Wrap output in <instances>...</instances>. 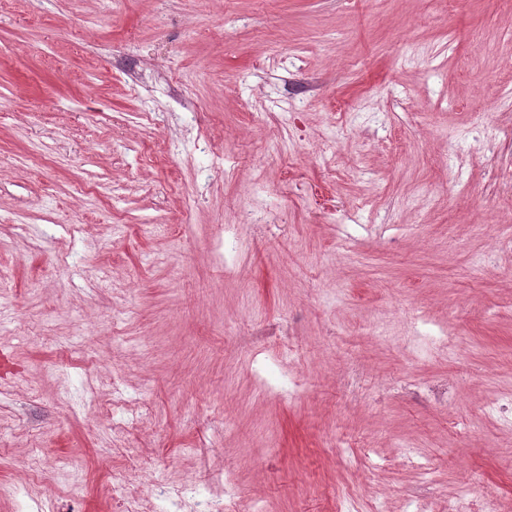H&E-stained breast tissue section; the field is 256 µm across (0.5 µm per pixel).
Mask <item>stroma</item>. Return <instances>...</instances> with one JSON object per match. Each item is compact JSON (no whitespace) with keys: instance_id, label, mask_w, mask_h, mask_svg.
<instances>
[{"instance_id":"35a3bbf8","label":"stroma","mask_w":512,"mask_h":512,"mask_svg":"<svg viewBox=\"0 0 512 512\" xmlns=\"http://www.w3.org/2000/svg\"><path fill=\"white\" fill-rule=\"evenodd\" d=\"M0 274V512H512V0H8ZM221 478L208 477L199 485L183 487L175 495L159 491L154 497L132 498L127 512H219L223 510ZM164 502L161 506L158 502Z\"/></svg>"}]
</instances>
